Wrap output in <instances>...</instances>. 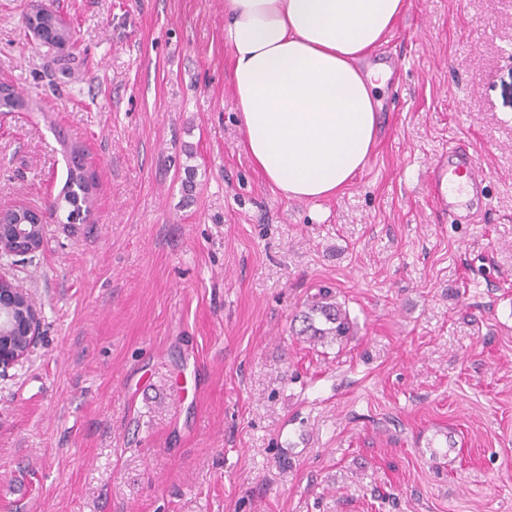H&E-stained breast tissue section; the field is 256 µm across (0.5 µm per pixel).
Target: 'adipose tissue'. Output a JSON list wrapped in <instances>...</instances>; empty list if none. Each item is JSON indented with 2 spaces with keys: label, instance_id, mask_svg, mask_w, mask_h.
I'll use <instances>...</instances> for the list:
<instances>
[{
  "label": "adipose tissue",
  "instance_id": "1",
  "mask_svg": "<svg viewBox=\"0 0 512 512\" xmlns=\"http://www.w3.org/2000/svg\"><path fill=\"white\" fill-rule=\"evenodd\" d=\"M406 0H224V38L243 146L282 195L328 199L364 169L376 143L375 90L364 67Z\"/></svg>",
  "mask_w": 512,
  "mask_h": 512
}]
</instances>
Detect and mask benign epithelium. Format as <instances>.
Wrapping results in <instances>:
<instances>
[{
    "mask_svg": "<svg viewBox=\"0 0 512 512\" xmlns=\"http://www.w3.org/2000/svg\"><path fill=\"white\" fill-rule=\"evenodd\" d=\"M29 224L10 222L0 214V239L11 238L15 257H28L34 245L28 237ZM0 373L8 371L25 359L39 334V309L26 292L14 287L5 274L0 273Z\"/></svg>",
    "mask_w": 512,
    "mask_h": 512,
    "instance_id": "7a95c632",
    "label": "benign epithelium"
}]
</instances>
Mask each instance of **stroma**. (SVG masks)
I'll return each mask as SVG.
<instances>
[{
  "instance_id": "1",
  "label": "stroma",
  "mask_w": 512,
  "mask_h": 512,
  "mask_svg": "<svg viewBox=\"0 0 512 512\" xmlns=\"http://www.w3.org/2000/svg\"><path fill=\"white\" fill-rule=\"evenodd\" d=\"M42 2L69 48L0 0V210H46L75 142L98 190L0 264L40 311L0 512H512V0H409L369 160L309 202L242 146L224 0ZM461 144L475 224L426 189ZM324 286L340 343L290 330Z\"/></svg>"
}]
</instances>
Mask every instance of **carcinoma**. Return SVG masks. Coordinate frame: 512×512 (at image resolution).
I'll return each instance as SVG.
<instances>
[{
  "label": "carcinoma",
  "instance_id": "1",
  "mask_svg": "<svg viewBox=\"0 0 512 512\" xmlns=\"http://www.w3.org/2000/svg\"><path fill=\"white\" fill-rule=\"evenodd\" d=\"M24 23L36 24L45 41L56 43L72 38L71 27L38 4L30 5V11L25 15ZM95 186L94 176L84 171L82 164H73V167L69 168L61 193L48 203L50 215L58 214L63 205L67 204L71 206V210L66 216V221L76 219L82 204L92 197ZM294 320L300 322L296 335L322 344L327 341L331 343L341 341L350 333V319L328 288L322 289L307 309L296 315Z\"/></svg>",
  "mask_w": 512,
  "mask_h": 512
}]
</instances>
